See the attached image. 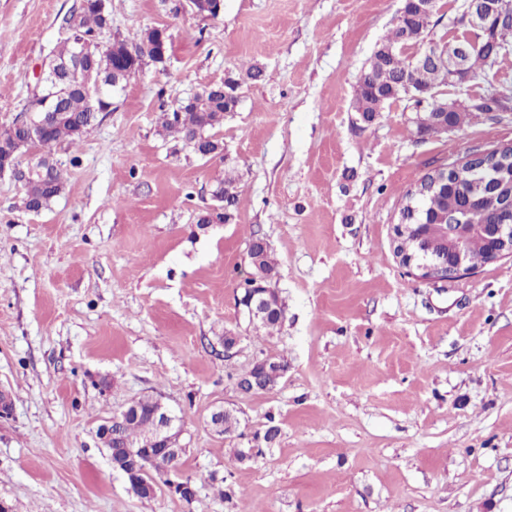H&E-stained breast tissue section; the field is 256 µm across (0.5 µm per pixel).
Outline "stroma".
I'll use <instances>...</instances> for the list:
<instances>
[{
    "label": "stroma",
    "instance_id": "1",
    "mask_svg": "<svg viewBox=\"0 0 512 512\" xmlns=\"http://www.w3.org/2000/svg\"><path fill=\"white\" fill-rule=\"evenodd\" d=\"M80 2L0 0V129L25 117ZM184 2L107 0L109 37L163 27L171 50L76 144L51 148L63 190L48 207L28 210L0 177V499L12 512H512V258L423 281L392 244L406 190L512 142V112L422 136L407 99L371 123L353 111L401 0H224L215 19ZM230 78L240 103L213 132L219 153L175 151L162 112ZM491 92L512 95V51L440 89ZM228 169L224 221L212 192ZM256 236L286 305L270 331L238 304ZM263 358L284 377L239 390ZM143 396L183 420L193 502L135 496L99 439ZM222 405L234 433L209 426ZM271 425L276 442L233 463Z\"/></svg>",
    "mask_w": 512,
    "mask_h": 512
}]
</instances>
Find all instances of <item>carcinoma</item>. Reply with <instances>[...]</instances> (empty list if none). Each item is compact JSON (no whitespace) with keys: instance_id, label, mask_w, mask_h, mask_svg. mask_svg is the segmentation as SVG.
Returning a JSON list of instances; mask_svg holds the SVG:
<instances>
[{"instance_id":"1","label":"carcinoma","mask_w":512,"mask_h":512,"mask_svg":"<svg viewBox=\"0 0 512 512\" xmlns=\"http://www.w3.org/2000/svg\"><path fill=\"white\" fill-rule=\"evenodd\" d=\"M96 2L82 0L78 11L64 19L68 30L80 32L91 45L86 83L72 81L62 70L57 73L55 84L48 91L32 96L28 111L44 120L40 136L30 138L16 124L0 131V158H9L21 170H36L33 179L22 183L28 209L48 206L60 194L63 182L56 166L44 168L39 160L24 167L22 155L49 149L64 141L72 144L79 140L94 126L100 114L112 111V93L116 92L112 88V80L120 70L121 59L125 58L138 67L154 60L153 31L150 29L143 31L132 42L114 39L101 45L98 38L110 29L111 18L108 10L96 7ZM402 9L401 20L367 61L356 89L353 111L360 113L364 121L371 122L387 102L413 94L417 96L414 104L420 108L416 112L419 133H442L445 122L458 127L468 109L460 107L450 111L449 103L436 99V96L437 88L448 84V67L441 63V59L458 55L462 41L441 43L427 38L430 22L423 21L419 16L417 0L403 4ZM475 41L477 46L465 57V64L476 76L479 69L495 64L502 51L496 49L479 29L475 30ZM407 45L419 46L422 53L417 56L406 53ZM76 48L75 41L65 39L53 52L51 65L57 67L70 61ZM224 84L223 93L218 88L206 89L178 108L163 113L161 126L166 136L182 143L184 148L195 151L199 137L214 129V114L233 112L239 105L238 83L226 80ZM480 165L481 161L477 158L462 164L446 191L437 189L416 200L410 194H405L401 210L406 213V223L411 225L409 240H414L416 234L423 230V225L447 216L451 209L460 212L466 224L492 223L495 213L481 199L491 184V175L480 169ZM251 266L257 273L274 275L275 263L270 248L255 246ZM151 406L152 398H144L140 415L126 420L115 436V445L125 442L136 445L145 433L153 429ZM117 463L139 469L145 467L159 480L164 476L161 467L151 461L146 448L135 449L134 455H124Z\"/></svg>"}]
</instances>
